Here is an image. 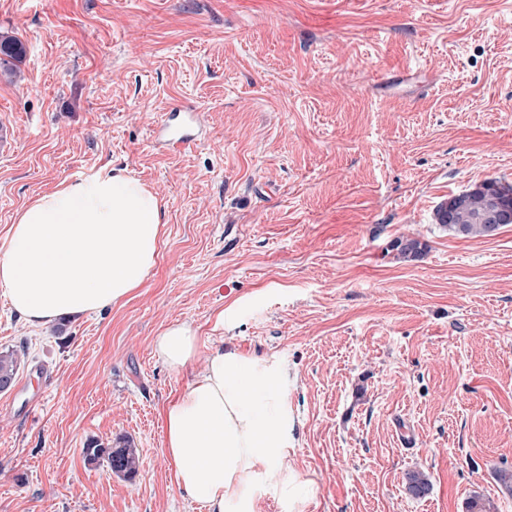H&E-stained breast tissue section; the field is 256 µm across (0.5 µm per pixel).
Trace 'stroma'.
<instances>
[{"label":"stroma","mask_w":512,"mask_h":512,"mask_svg":"<svg viewBox=\"0 0 512 512\" xmlns=\"http://www.w3.org/2000/svg\"><path fill=\"white\" fill-rule=\"evenodd\" d=\"M0 242L60 180L145 182L166 232L124 302L29 329L0 297V512H203L163 408L210 347L278 356L305 512H512V225L434 211L512 185V0H0ZM194 111L173 151L163 113ZM415 238L422 257L392 245ZM188 324L194 361L154 349ZM137 448L133 478L90 442ZM429 493L412 496L409 472ZM476 186L466 192L449 196L454 197L449 205L447 200L441 202L435 211L436 223L463 237L493 236L500 229L499 223H481L488 200L492 196H498L511 206L512 212V186L502 185L496 179L487 180L477 188ZM506 193H511V196Z\"/></svg>","instance_id":"obj_1"}]
</instances>
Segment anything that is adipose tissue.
Wrapping results in <instances>:
<instances>
[{
	"label": "adipose tissue",
	"instance_id": "obj_1",
	"mask_svg": "<svg viewBox=\"0 0 512 512\" xmlns=\"http://www.w3.org/2000/svg\"><path fill=\"white\" fill-rule=\"evenodd\" d=\"M163 205L140 179L103 165L63 179L17 215L0 244V294L39 329L124 301L155 264ZM198 347L186 324L165 329L157 355L173 370ZM164 447L178 488L207 512H255L269 486L284 512H301L308 480L283 458L294 418L288 371L275 357L213 347L201 374L163 412Z\"/></svg>",
	"mask_w": 512,
	"mask_h": 512
}]
</instances>
